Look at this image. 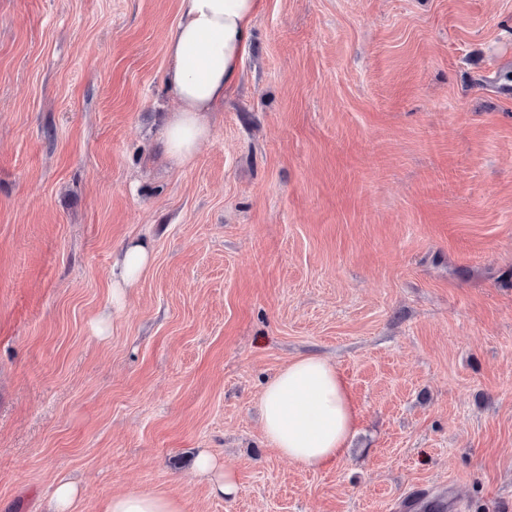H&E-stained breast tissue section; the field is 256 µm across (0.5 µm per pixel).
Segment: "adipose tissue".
Wrapping results in <instances>:
<instances>
[{"label":"adipose tissue","instance_id":"adipose-tissue-1","mask_svg":"<svg viewBox=\"0 0 512 512\" xmlns=\"http://www.w3.org/2000/svg\"><path fill=\"white\" fill-rule=\"evenodd\" d=\"M263 0H179V22L167 53L166 83L178 108L164 129L168 154L191 160L209 128L206 112L221 103L240 76L251 47L252 28ZM151 259L140 244H129L112 268V306L121 308L126 291ZM267 440L294 465L320 468L344 456L357 419L349 385L327 358L303 356L291 361L265 387L260 398ZM107 512H182L160 493L113 496Z\"/></svg>","mask_w":512,"mask_h":512}]
</instances>
